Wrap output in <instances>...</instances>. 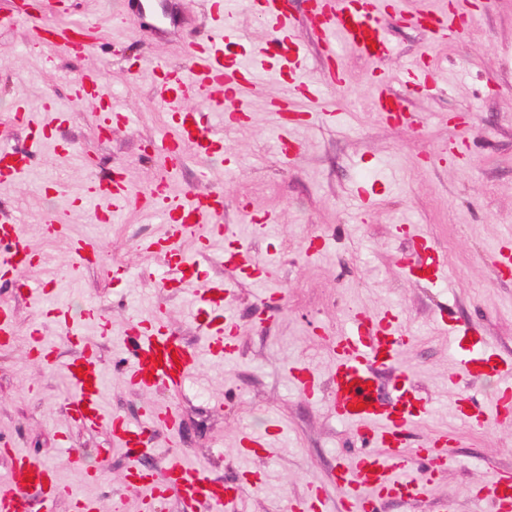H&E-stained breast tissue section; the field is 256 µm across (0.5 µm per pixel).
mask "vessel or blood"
Listing matches in <instances>:
<instances>
[{"label":"vessel or blood","mask_w":512,"mask_h":512,"mask_svg":"<svg viewBox=\"0 0 512 512\" xmlns=\"http://www.w3.org/2000/svg\"><path fill=\"white\" fill-rule=\"evenodd\" d=\"M44 11V17L34 19L38 45L54 47L64 41L77 51L98 45L100 36L91 26L54 22L53 17L59 12L55 0H46ZM262 15L271 29V37L257 49L254 67L282 59L288 63L295 79L291 94L272 106L283 127L287 126L288 115L294 112L297 101L319 100L322 87L344 84L345 75L335 65L337 57L352 52L376 64L393 53L387 28L397 15L391 12L388 0H311L308 22L327 62L320 82L313 83L304 78L306 51L295 35V16L288 0H264ZM211 20L212 32L191 46L190 68L167 67L153 79L156 95L168 112L169 130L158 148L177 163L189 150L206 158L224 153V137L216 132L211 122V110L223 112L224 121L229 125L244 117L242 98L251 82L247 72L229 60L228 49L234 38L224 31L223 0H211ZM417 20L431 23L434 38L439 42L456 40L467 29L464 17L449 14L447 0H433L430 8L418 14ZM372 88L374 111L389 121L407 120L403 98L392 94L382 77H374ZM74 97L88 105L101 102L100 76L83 77L74 88ZM189 99L209 102L210 111L186 108L185 102ZM13 119L20 127L47 133L54 125L64 123L65 116L59 113L51 122L42 123L20 105ZM29 165L28 156L0 147L1 182L21 178L28 172ZM85 198L99 202L96 219L108 223L112 220V205L126 201L127 190L106 179L91 187ZM149 202L160 208L167 232L163 238L141 241L139 247L162 257L165 283L178 284L198 274L195 262L182 251V243L192 242L198 251L206 252L217 239L228 243L225 253L228 262L249 277L265 281L266 264L254 260L239 240L229 237L220 222L224 212L223 195L193 192L176 198L170 195L166 182L160 181L151 188ZM412 240L414 252L406 264L408 273L423 274L425 279L434 282L447 281L445 254L422 233H414ZM0 243L5 246L0 252V272L18 274L33 266L36 254L16 221H0ZM227 294L223 281L208 280L203 282L195 297L201 312L215 314L207 325V353L221 362L233 359L238 345L237 323L222 313ZM403 335L396 315H358L353 319L350 332L332 341L331 408L337 418L357 426L359 433L376 446L375 451L359 454L351 463H341L336 468L335 480L346 494L345 512H368L379 500H416L427 494L425 483L409 474L404 450L410 430L427 413L429 401L415 390L408 375H399L400 396L394 402L382 396L377 383L378 368L395 363ZM16 340L13 309L1 302L0 345L6 347ZM124 343L131 355L128 382L141 390L162 387L181 392L198 359L197 353L190 351L165 321L156 317L132 323ZM488 369L512 377V360L485 351L463 363V370L469 375H479ZM65 373L74 389L68 400L71 422L84 429L107 428L112 444L127 449L132 460L128 468V487L136 493L149 491L146 505L173 497L179 500L184 512H196L200 506L206 512H231L243 492L242 487L213 479L202 468L178 458L169 461L160 477L142 467L140 460L150 451L157 432L179 431L180 419L175 410L150 408L144 421L136 424L122 416L106 414L102 406L106 374L95 351H83L66 366ZM290 376L303 395L309 398L316 395L319 381L309 368L291 366ZM0 452L11 459L7 476L0 481V512H54L56 501L67 493L55 470L9 447ZM415 455L434 467L444 466L447 458L446 450L437 439L426 441L416 449ZM484 492L495 512H512V474L505 472L494 476Z\"/></svg>","instance_id":"1"}]
</instances>
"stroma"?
Wrapping results in <instances>:
<instances>
[{"instance_id": "35a3bbf8", "label": "stroma", "mask_w": 512, "mask_h": 512, "mask_svg": "<svg viewBox=\"0 0 512 512\" xmlns=\"http://www.w3.org/2000/svg\"><path fill=\"white\" fill-rule=\"evenodd\" d=\"M473 3L467 32L437 45L426 27L409 21L425 0H398L405 20L389 31L395 53L376 65L350 52L339 57L345 85L322 89L312 117L291 121V152L278 146V117L268 109L287 87L265 77L245 95L246 120L224 132L237 166L189 153L167 178L175 196L194 190L223 195L222 222L230 234L253 258L274 262L268 281L257 283L222 263L224 242L201 256L184 244L206 276L226 284V309L240 327V343L231 362L204 355L178 395H146L128 384L123 338L132 322L158 313L174 335L204 354L205 327L193 316L199 282L164 286L160 259L140 252L141 240L165 231L157 213L131 202L111 223L98 224L93 206L78 207L74 200L116 168L138 194L166 178L156 157L145 153L167 130L152 76L159 65L188 66L189 43L207 23L204 0H154L141 14L122 0H67L69 18L96 25L104 35L102 46L80 55L35 44L29 23L0 27V143L33 154L22 179L0 182V216L16 219L42 257L25 279L47 287L48 301H62L76 318L73 332L63 333L10 278H0V301L13 305L18 333L15 347L0 349V444L56 467L63 485L96 501L102 512H145L141 497L126 488L124 449L109 447L105 431H84L69 420L64 368L88 346L106 368V414L137 423L149 405L179 411L180 432L158 434L144 459L154 472L178 457L223 479L261 475L235 512H287L314 487L339 507L336 465L350 462L365 444L354 425L333 415L329 392L306 398L288 368L301 364L327 378L330 343L349 332L352 318L393 310L403 319L407 341L396 366L380 373L384 392L394 396L398 373L410 377L430 410L408 443L417 448L447 436L451 462L427 471L426 498L386 499L378 512H491L482 489L495 473H512V421L474 428L457 404L490 407L507 379L466 375L460 360L479 349L467 338L449 344L448 326H475L489 350L512 356V272L490 260L512 239V0ZM257 16L248 0H230L224 21L243 35L233 47L237 57H251L267 37ZM424 63L435 73L434 86L405 85L404 72ZM90 71L99 72L104 93L132 113L131 125L99 133L97 112L74 103L71 89ZM377 72L405 99L412 122L391 124L373 112ZM18 101L37 117L61 111L69 118L35 143L28 130L9 123ZM87 152L93 165L83 161ZM361 187L369 192L363 202L356 196ZM264 213L272 224L255 229L251 215ZM51 215L68 224V237H45ZM405 225L418 227L446 254L448 283L406 272ZM73 238L93 240L99 262L75 264ZM314 241L322 252L308 253ZM117 264L134 279L110 275ZM267 292L274 300L263 301ZM89 306L98 309V320L84 318ZM103 322L109 333L101 332ZM33 326L53 346V362L29 359L25 345ZM266 431L272 434L267 456L241 451L244 433ZM104 447L106 470L99 480L86 481L83 468L96 465Z\"/></svg>"}]
</instances>
